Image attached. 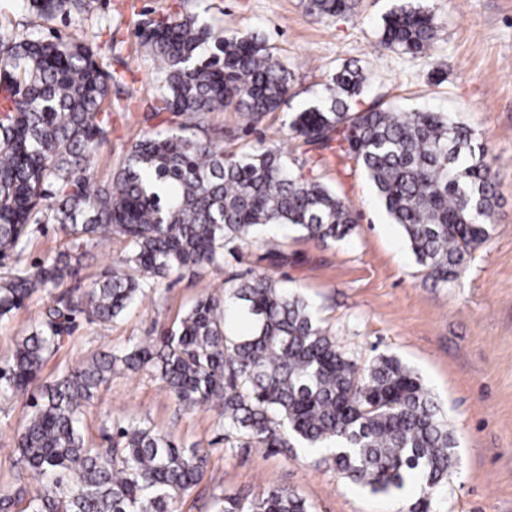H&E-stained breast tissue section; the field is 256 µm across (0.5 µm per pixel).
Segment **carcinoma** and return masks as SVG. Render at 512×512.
I'll list each match as a JSON object with an SVG mask.
<instances>
[{
	"label": "carcinoma",
	"instance_id": "cac0c4a2",
	"mask_svg": "<svg viewBox=\"0 0 512 512\" xmlns=\"http://www.w3.org/2000/svg\"><path fill=\"white\" fill-rule=\"evenodd\" d=\"M50 22L81 0H25ZM352 0H309L310 14L342 16ZM437 23L420 5L384 20L381 44L429 56ZM162 85L147 111L194 118L232 110L250 119L275 112L292 73L257 33L225 40L187 17L137 27ZM124 80L77 38L18 37L0 28V321L33 294L61 288L81 265L83 242L117 238L122 249L88 288L65 290L32 332L0 354V399L36 390L15 451L22 472L0 481V512H174L201 481L209 449L186 448L131 414L112 416L109 447H92L83 411L120 368L148 371L186 408L217 411L224 439L271 452L329 451L336 471L373 494L419 489L408 512H431L455 467L448 422L420 378L395 356L352 358L313 317L301 295L260 274L206 292L159 336L97 352L52 381L47 358L72 337L77 319L110 323L161 282L224 263V248L267 226H294L339 241L352 209L307 178L277 146L224 152L186 127L142 135L112 180L88 168L102 142L98 116ZM367 77L336 70L320 104L291 128L306 146L336 151L372 182L427 275L456 281L466 256L489 241L497 206L493 164L472 130L450 114L355 109ZM60 225L69 246L42 265L23 264L29 224ZM214 512H310L287 488L251 499L226 496Z\"/></svg>",
	"mask_w": 512,
	"mask_h": 512
}]
</instances>
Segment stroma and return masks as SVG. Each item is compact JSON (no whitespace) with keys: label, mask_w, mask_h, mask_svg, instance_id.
Segmentation results:
<instances>
[{"label":"stroma","mask_w":512,"mask_h":512,"mask_svg":"<svg viewBox=\"0 0 512 512\" xmlns=\"http://www.w3.org/2000/svg\"><path fill=\"white\" fill-rule=\"evenodd\" d=\"M403 2L354 0L350 15L315 17L306 0H85L81 12L47 25L24 10L23 0H0V24L15 34L79 38L94 48L104 70L123 74V84L113 86L102 105L105 134L90 160L100 184L112 178L145 132L181 122L170 113L145 110L157 73L135 34L137 23L177 13L228 37L244 30L264 36L294 76L287 100L258 120L236 112L204 114L194 119V133L223 137L225 150L236 153L279 145L308 178L344 197L357 219L352 234L338 242L277 228L265 238L236 242L220 268L162 282L116 321L79 322L71 342L45 362L42 376L52 379L94 352L159 335L205 289L226 287L228 278L268 274L302 294L356 359L393 355L420 377L456 440L458 463L440 512H512V0H418L438 24L432 59L381 46L384 18ZM349 62L361 65L368 78L352 107L379 99L400 112L450 113L494 156V230L468 257L462 279L444 283L428 277L352 161L326 150H301L294 139L295 113L315 104L331 75ZM67 244L59 225H34L23 262L41 263ZM120 248L119 240L107 237L85 244L83 265L69 287L87 288ZM51 301L48 293L35 294L0 321V352L13 349L36 326ZM29 411L24 394L0 402V477L16 472L15 436ZM110 413L136 415L185 445L208 448L205 476L176 512H213L217 498L252 497L273 488L294 491L311 512H407L414 500L406 493L371 494L303 448L286 454L224 441L215 411L184 408L145 371L118 372L101 389L84 418L92 444L107 445Z\"/></svg>","instance_id":"stroma-1"}]
</instances>
